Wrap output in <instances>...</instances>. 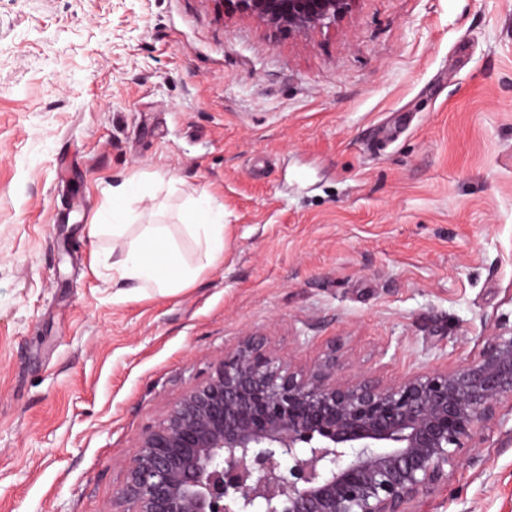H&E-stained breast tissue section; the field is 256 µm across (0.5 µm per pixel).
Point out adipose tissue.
I'll return each instance as SVG.
<instances>
[{
    "label": "adipose tissue",
    "instance_id": "obj_1",
    "mask_svg": "<svg viewBox=\"0 0 512 512\" xmlns=\"http://www.w3.org/2000/svg\"><path fill=\"white\" fill-rule=\"evenodd\" d=\"M137 191L134 181L125 179L112 187V240L122 250V257L112 265V285L134 289H153L162 294L182 290L197 274L181 255L164 225L147 224L135 240H127L124 218L128 202ZM188 231L199 237L205 247L207 262L224 257V214L214 210L208 198H201L188 215Z\"/></svg>",
    "mask_w": 512,
    "mask_h": 512
}]
</instances>
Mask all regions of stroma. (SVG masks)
I'll use <instances>...</instances> for the list:
<instances>
[{
	"mask_svg": "<svg viewBox=\"0 0 512 512\" xmlns=\"http://www.w3.org/2000/svg\"><path fill=\"white\" fill-rule=\"evenodd\" d=\"M164 224L202 271L117 293ZM224 211L214 266L185 204ZM512 321V0H357L277 37L214 0H0V512H110L129 453L245 336L344 377L472 359ZM411 512H512L490 422ZM134 181L125 179L112 186V222L90 225L91 234L101 228L112 229V241L122 250L119 261L112 263L113 288L131 290L154 289L161 294H175L197 274L199 267L190 265L181 255L163 224L142 225L143 231L133 241L126 242L131 226L122 223L130 197L137 193Z\"/></svg>",
	"mask_w": 512,
	"mask_h": 512,
	"instance_id": "1",
	"label": "stroma"
}]
</instances>
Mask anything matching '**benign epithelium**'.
Segmentation results:
<instances>
[{
	"mask_svg": "<svg viewBox=\"0 0 512 512\" xmlns=\"http://www.w3.org/2000/svg\"><path fill=\"white\" fill-rule=\"evenodd\" d=\"M289 37L357 0H215ZM512 413V323L476 357L385 382L304 370L245 336L139 434L112 512H409L483 427Z\"/></svg>",
	"mask_w": 512,
	"mask_h": 512,
	"instance_id": "benign-epithelium-1",
	"label": "benign epithelium"
}]
</instances>
